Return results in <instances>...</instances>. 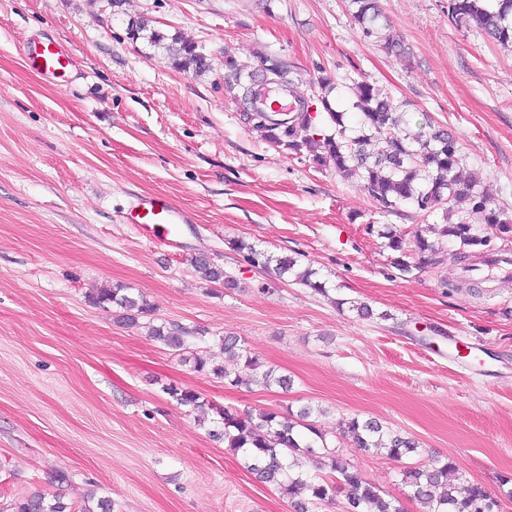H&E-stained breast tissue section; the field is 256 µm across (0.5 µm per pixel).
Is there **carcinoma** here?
Wrapping results in <instances>:
<instances>
[{
    "mask_svg": "<svg viewBox=\"0 0 512 512\" xmlns=\"http://www.w3.org/2000/svg\"><path fill=\"white\" fill-rule=\"evenodd\" d=\"M353 2L357 4L354 19L363 26L365 34H371L366 24L379 16L378 0ZM499 2V9L491 11L485 6V0H448V18L456 23H473L496 42L512 44V22L506 23V17L512 15V0ZM130 29L134 30L136 39L141 33H147L148 41L164 49L171 64L180 70L200 75L212 67L210 55L204 48L179 35L169 36L150 28L149 21L143 17L132 21ZM224 66L233 72L236 99L248 95L257 100L258 87L270 85L272 79L276 80L275 86L294 91L291 66L282 61L262 56L260 67L244 77L236 60L226 53ZM352 93L363 127V133L354 138L346 135L343 113L333 110L326 95L320 98V103L334 124L328 130L315 124V116L310 114V97L300 98L295 109L286 115L265 106L261 114L247 122L277 147L304 154L319 165L330 162L338 172L360 176L365 192L382 211L392 212L399 204L410 203L426 218L442 213L443 224L437 228L434 239L428 238L426 231L418 227L404 231L391 224L386 226L383 237L387 239V247L398 253L393 264L404 274L419 271L427 264H437L448 239L459 242L463 256L481 250L489 243V237L480 232V225L500 234L512 232V219L492 206L489 190H478L475 183L459 176V143L454 136L440 129L426 136L421 133L414 137L404 135L399 115L380 89L357 82L353 84ZM372 141L382 144L375 154L366 149ZM464 199L470 204L468 214L455 220L453 205ZM230 248L255 269L272 268L280 278L291 275L295 283L326 293L325 284L315 279L316 272L308 267L298 269V260L291 256H275L242 239L230 243ZM414 254L418 256L416 261L412 260ZM192 267L205 282L221 284L231 291L239 288L236 277L206 256L195 257ZM95 302L100 306H116L122 310L121 318L131 323L140 316L152 314L143 296L126 293L122 288L100 289ZM150 335L169 349L182 351L187 349L193 332L178 324L162 323L150 326ZM219 343L224 357L233 362L244 361V366L257 374L245 379L229 368L228 363L212 364L201 357L195 358L197 371L230 386L256 384L266 389L277 386L285 390L290 386L288 376L275 369L260 370L258 359L239 346L237 337L222 336ZM165 391L183 407L196 410L204 406L192 391L171 385ZM311 414L308 406L284 414L219 408L221 429L215 436L224 439L226 447L242 456L245 468L259 482L274 487L287 498L294 512H309L311 505L327 502L338 492L345 498L344 512H402L395 501L382 497L379 487L365 481L357 469L329 449L326 434L310 421ZM345 426V437L356 448H384L396 461L417 452L418 442L385 431L372 418L354 417ZM301 457L307 458L318 474L312 477L292 475ZM453 468V463L439 460L428 467L406 466L401 471L402 483L409 488L411 498L425 506V512H490V505L496 502L492 494L482 485L467 480L449 483L448 471ZM301 486L308 494L305 499L297 498ZM0 512H112V500L99 498L95 506L86 505L76 511L59 494L49 500L39 493L3 506Z\"/></svg>",
    "mask_w": 512,
    "mask_h": 512,
    "instance_id": "carcinoma-1",
    "label": "carcinoma"
}]
</instances>
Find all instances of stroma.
<instances>
[{
  "instance_id": "stroma-1",
  "label": "stroma",
  "mask_w": 512,
  "mask_h": 512,
  "mask_svg": "<svg viewBox=\"0 0 512 512\" xmlns=\"http://www.w3.org/2000/svg\"><path fill=\"white\" fill-rule=\"evenodd\" d=\"M379 5L368 36L352 0H0V500L56 493L78 508L93 494L112 512H293L211 437L213 409L308 405L336 451L404 512H423L404 465L436 460L453 463L450 482L481 483L512 512V283L458 282L452 242L442 263L401 274L380 231L412 230L420 213L379 212L359 176L272 146L226 90L225 55L250 70L264 56L286 61L301 91L321 96L309 83L330 78L355 136L351 87L371 83L407 131L455 135L461 178L512 215V49L449 20L448 0ZM138 17L204 46L211 70L182 71L131 38ZM387 27L405 56L382 49ZM48 40L72 57L58 83L25 62L27 44ZM144 194L191 212L180 247L124 222ZM238 238L298 258L326 294L251 267L229 246ZM201 254L239 289L200 280ZM104 286L143 294L153 318L128 325L93 305ZM152 322L200 337L175 352L150 336ZM224 335L290 389L194 371L192 355L219 354ZM453 336L482 345V361L451 362ZM170 384L209 411L177 405ZM354 416L415 438L417 454L403 463L355 448L341 436Z\"/></svg>"
}]
</instances>
